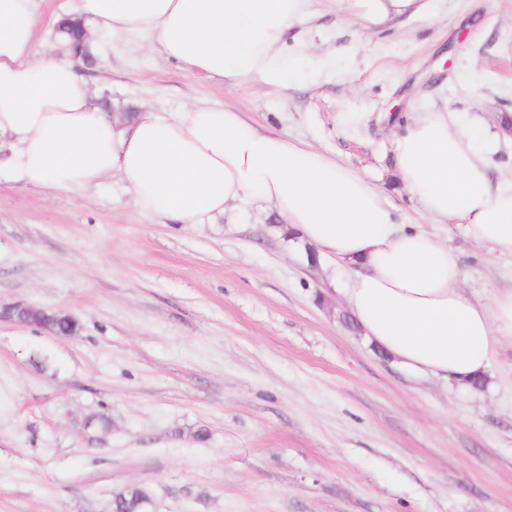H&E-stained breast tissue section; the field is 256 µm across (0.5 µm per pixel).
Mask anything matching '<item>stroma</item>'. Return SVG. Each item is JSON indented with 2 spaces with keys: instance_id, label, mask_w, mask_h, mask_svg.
Returning a JSON list of instances; mask_svg holds the SVG:
<instances>
[{
  "instance_id": "1",
  "label": "stroma",
  "mask_w": 512,
  "mask_h": 512,
  "mask_svg": "<svg viewBox=\"0 0 512 512\" xmlns=\"http://www.w3.org/2000/svg\"><path fill=\"white\" fill-rule=\"evenodd\" d=\"M280 58V84L232 85L107 43L84 80L114 112L226 105L320 148L447 232L471 295L512 287V256L424 218L392 164L403 120L444 104L512 179V0L379 25L309 0ZM282 225L263 203L165 224L115 176L74 198L0 170V303L78 325L0 322V512H112L133 485L154 512H512V344L479 390L407 368L345 325L347 273L309 268Z\"/></svg>"
}]
</instances>
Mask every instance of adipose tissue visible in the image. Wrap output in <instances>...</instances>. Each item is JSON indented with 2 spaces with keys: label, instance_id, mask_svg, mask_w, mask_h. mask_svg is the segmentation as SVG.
Wrapping results in <instances>:
<instances>
[{
  "label": "adipose tissue",
  "instance_id": "1",
  "mask_svg": "<svg viewBox=\"0 0 512 512\" xmlns=\"http://www.w3.org/2000/svg\"><path fill=\"white\" fill-rule=\"evenodd\" d=\"M308 0H77L90 46L148 37L163 58L210 78L279 81L286 30ZM38 0H0V142L24 184L82 195L119 175L134 204L199 224L245 201L268 204L320 266L351 276V317L404 366L470 388L512 341V288L471 298L447 236L398 223L379 190L315 148L258 129L231 108L191 104L117 120L100 110L68 54L41 49ZM493 145L447 109L410 121L396 173L426 215L461 219L472 239L512 254V181H495Z\"/></svg>",
  "mask_w": 512,
  "mask_h": 512
}]
</instances>
